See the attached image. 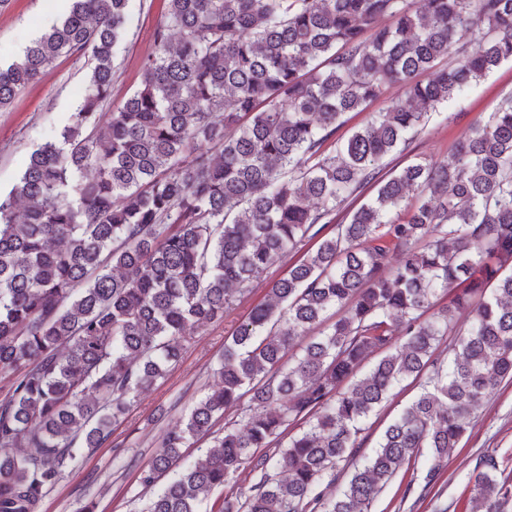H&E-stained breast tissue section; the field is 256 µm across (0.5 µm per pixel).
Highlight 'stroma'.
I'll return each instance as SVG.
<instances>
[{
	"label": "stroma",
	"mask_w": 512,
	"mask_h": 512,
	"mask_svg": "<svg viewBox=\"0 0 512 512\" xmlns=\"http://www.w3.org/2000/svg\"><path fill=\"white\" fill-rule=\"evenodd\" d=\"M63 0H8L0 8V65H9L46 27L57 21ZM165 10L164 0H130L124 36L115 48L116 74L110 110H117L140 85L141 63L152 50V31ZM86 59L58 58L42 75L0 109V191L8 192L23 173L29 152L68 123L86 84ZM512 94V61L503 62L473 84L458 100L440 106L426 123L409 152L388 157L397 168L418 155L443 161L480 116L494 110ZM290 253L269 267L238 298L223 320L197 330L181 361L146 391L125 419L112 428L110 439L67 470L61 483L43 500L42 512H83L95 503L96 512H141L148 497L138 481L141 468L157 452L161 432L175 424L207 392L216 388L214 370L224 351V338L261 303L273 283L287 277L297 260ZM420 387L405 380L365 424V448H374L383 429L410 404ZM512 471V382L502 383L474 412L457 447L442 462L443 482L425 500L404 498L409 482L418 480L423 464L403 470L371 506V512H465L469 477L486 456Z\"/></svg>",
	"instance_id": "stroma-1"
}]
</instances>
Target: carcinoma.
Instances as JSON below:
<instances>
[{
    "label": "carcinoma",
    "mask_w": 512,
    "mask_h": 512,
    "mask_svg": "<svg viewBox=\"0 0 512 512\" xmlns=\"http://www.w3.org/2000/svg\"><path fill=\"white\" fill-rule=\"evenodd\" d=\"M69 2L0 67L1 109L61 56L91 65L70 124L0 194V512H42L189 330L306 242L224 337L222 385L160 436L144 512H369L420 459L405 495L427 497L474 408L512 380V98L443 163L388 174L385 160L512 60V0H166L116 112L103 108L130 0ZM391 85L405 103L336 136ZM421 377L364 452L362 423ZM203 436L204 457L181 463ZM471 492V512H508L512 475L488 459Z\"/></svg>",
    "instance_id": "obj_1"
}]
</instances>
